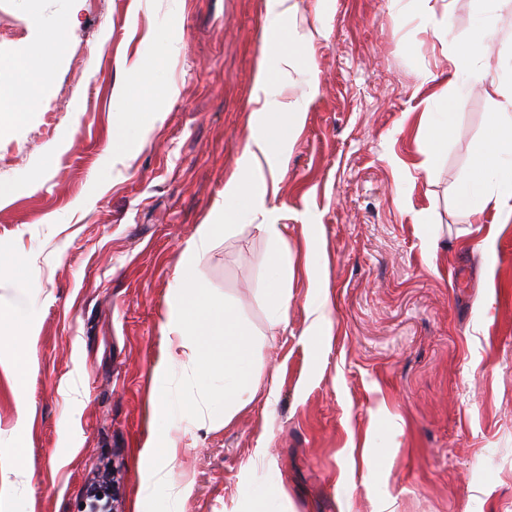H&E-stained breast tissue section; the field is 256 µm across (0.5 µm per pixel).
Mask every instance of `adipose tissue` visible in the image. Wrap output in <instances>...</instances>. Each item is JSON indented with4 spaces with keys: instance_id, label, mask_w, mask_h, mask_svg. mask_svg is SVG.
I'll use <instances>...</instances> for the list:
<instances>
[{
    "instance_id": "adipose-tissue-1",
    "label": "adipose tissue",
    "mask_w": 512,
    "mask_h": 512,
    "mask_svg": "<svg viewBox=\"0 0 512 512\" xmlns=\"http://www.w3.org/2000/svg\"><path fill=\"white\" fill-rule=\"evenodd\" d=\"M512 0H487L478 25L480 38L454 51L450 56L447 75L448 95L438 111L423 115V134L427 144L426 160L421 170H429L433 158L448 146V126L465 101L457 86L459 75H466L469 84L482 86L493 101L495 112L483 134L471 146L472 159L459 175L457 200L468 215L494 210L502 220L512 219V83L487 82L486 74L491 61L487 53V39L498 33L499 12ZM272 17L266 35V53L260 56L255 77L258 92H266L273 82L268 64V52L277 50L284 37L283 19L287 12L286 0H269ZM305 112L304 103L265 101L256 113V125L250 134L242 155V168L224 187V218L217 224L201 225L198 239L189 249L191 257H198L211 239L232 234L241 214H261L258 232L271 247L270 285L267 290L269 320L275 325L288 322V274L292 261L282 248L283 227L275 209L267 201L273 185L266 179L263 169L285 160L286 146L291 131L300 123Z\"/></svg>"
}]
</instances>
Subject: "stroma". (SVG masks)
<instances>
[{
  "instance_id": "stroma-1",
  "label": "stroma",
  "mask_w": 512,
  "mask_h": 512,
  "mask_svg": "<svg viewBox=\"0 0 512 512\" xmlns=\"http://www.w3.org/2000/svg\"><path fill=\"white\" fill-rule=\"evenodd\" d=\"M288 5L305 49L275 63L274 90L307 110L268 201L293 262L281 327L252 227L188 265L261 107L268 0H0V255L25 271L0 304L27 299L25 322L0 320V512H83L105 470L115 512H146L139 452L160 429L175 512H252L279 488L284 512H512V223L456 206L494 110L482 91L418 168L421 115L447 96L446 52L474 39L479 0ZM29 68L49 74L30 110ZM146 81L158 94L138 121L125 98ZM190 268L258 333L257 392L231 420L163 429L154 367L195 362L167 330ZM323 293L325 329L309 311Z\"/></svg>"
}]
</instances>
